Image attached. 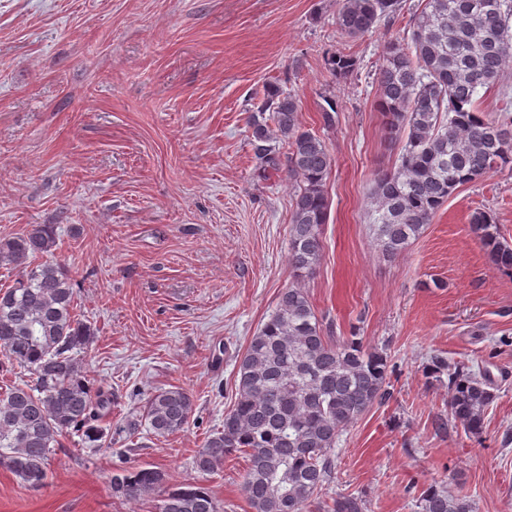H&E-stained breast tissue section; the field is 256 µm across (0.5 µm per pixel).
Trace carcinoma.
I'll use <instances>...</instances> for the list:
<instances>
[{
  "label": "carcinoma",
  "instance_id": "cac0c4a2",
  "mask_svg": "<svg viewBox=\"0 0 512 512\" xmlns=\"http://www.w3.org/2000/svg\"><path fill=\"white\" fill-rule=\"evenodd\" d=\"M336 2V26L351 39L400 7V0ZM409 26V37L385 42L377 73L380 110L401 144L398 163L377 175L370 197L374 242L384 257L418 238L459 187L512 166V109L493 117L476 106L479 91L512 68V0H426ZM326 65L343 77L356 61L338 52ZM250 128L263 170L284 168L295 184L288 262L299 282L314 273L322 255L334 159L321 136L302 128L296 97L277 85L265 87ZM469 224L495 269L512 275V245L501 239L493 216L479 208ZM55 243L53 224L0 238V261L22 270L0 291V356L31 375L0 393V467L32 488L47 483L62 437L72 433L91 446L105 440L97 422L112 405V389L88 378L78 359L93 333L76 318L70 278L60 265H31ZM429 378L448 379L454 418L470 434L482 431L496 397L489 375L437 357ZM391 397L387 356L354 335H329L307 292L292 285L238 361L234 404L193 459L199 481L165 490L158 512H219L203 481L237 455L246 462L244 492L252 512H365L359 495L326 497L336 469L333 452L352 423ZM191 414L184 389L159 388L124 429L143 426L164 438L182 431ZM165 483L159 468H123L112 474V496L143 500ZM419 512H472V506L435 486L421 496Z\"/></svg>",
  "mask_w": 512,
  "mask_h": 512
}]
</instances>
